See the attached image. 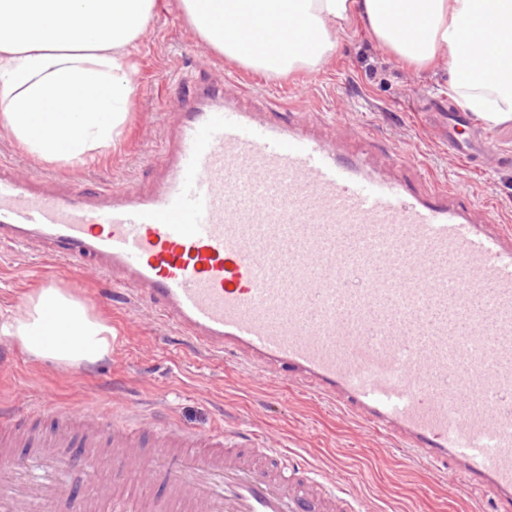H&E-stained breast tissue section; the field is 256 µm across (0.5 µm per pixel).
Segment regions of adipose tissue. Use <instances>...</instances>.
Here are the masks:
<instances>
[{
    "label": "adipose tissue",
    "instance_id": "ef3b65f1",
    "mask_svg": "<svg viewBox=\"0 0 512 512\" xmlns=\"http://www.w3.org/2000/svg\"><path fill=\"white\" fill-rule=\"evenodd\" d=\"M155 0H0V123L32 157L80 164L112 148L135 93L133 49ZM201 39L267 77L330 59L353 20L450 89L487 127L512 123V0H180ZM269 40L253 42V32ZM0 335L61 367L96 362L113 329L59 288L29 295Z\"/></svg>",
    "mask_w": 512,
    "mask_h": 512
}]
</instances>
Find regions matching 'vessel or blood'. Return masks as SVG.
Here are the masks:
<instances>
[{"label": "vessel or blood", "mask_w": 512, "mask_h": 512, "mask_svg": "<svg viewBox=\"0 0 512 512\" xmlns=\"http://www.w3.org/2000/svg\"><path fill=\"white\" fill-rule=\"evenodd\" d=\"M235 83L196 87L147 193L58 194L0 161V243L44 241L207 352L336 402L453 469L462 494L512 502V230L456 186L417 192L390 155L350 156L341 134L242 110ZM468 124L449 106L441 135L485 160ZM152 429L102 402L76 419L17 407L4 431L32 433V449L0 461V512H96L107 496L135 512H366L274 445L220 431L167 430L143 465Z\"/></svg>", "instance_id": "vessel-or-blood-1"}]
</instances>
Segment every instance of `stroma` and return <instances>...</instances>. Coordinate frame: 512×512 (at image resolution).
Masks as SVG:
<instances>
[{
  "instance_id": "stroma-1",
  "label": "stroma",
  "mask_w": 512,
  "mask_h": 512,
  "mask_svg": "<svg viewBox=\"0 0 512 512\" xmlns=\"http://www.w3.org/2000/svg\"><path fill=\"white\" fill-rule=\"evenodd\" d=\"M134 61L136 91L115 147L79 166L44 162L0 126V160L12 161L56 192L78 184L151 190L154 154L193 88L233 73L242 77L231 93L243 110L266 112L275 104L324 133L339 123L352 155L367 147L359 131H370L379 150L413 162L415 185L426 190L452 183L476 204L493 205L512 226V164L492 160L470 168L449 152L434 117L423 110L429 100L447 99V65H439L434 76L417 75L360 24L341 36L335 57L318 70L263 78L208 47L186 22L178 0H156ZM48 283L111 318L117 331L112 351L94 364L66 368L37 360L0 336V414L21 402L69 412L99 399L118 410L133 409L159 427L172 418L187 430L221 428L245 435L258 429L280 442L289 457L346 482L369 512H512V504L490 494L460 496L453 473H430L327 400L199 353L136 292L114 288L96 269L48 257L39 243L0 244V314H20L31 288Z\"/></svg>"
}]
</instances>
